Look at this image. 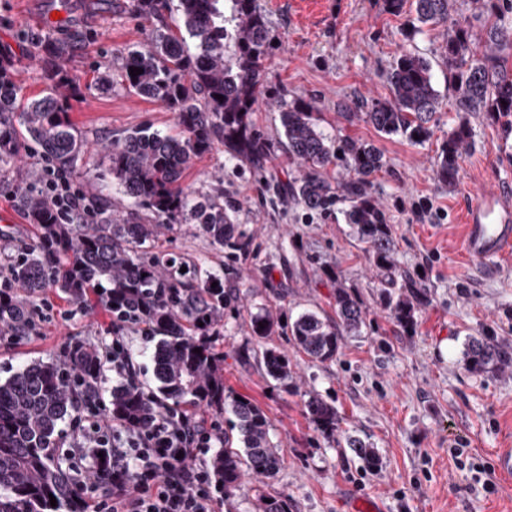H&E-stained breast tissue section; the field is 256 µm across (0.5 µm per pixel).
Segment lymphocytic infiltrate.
Returning <instances> with one entry per match:
<instances>
[{
    "label": "lymphocytic infiltrate",
    "instance_id": "obj_1",
    "mask_svg": "<svg viewBox=\"0 0 512 512\" xmlns=\"http://www.w3.org/2000/svg\"><path fill=\"white\" fill-rule=\"evenodd\" d=\"M75 177L41 165L38 189L51 205L75 215L83 193ZM86 444H111L114 480L109 496L86 499L85 512H216L207 465H193L206 454L212 436L195 416L161 414L145 430L106 433L99 422L82 431Z\"/></svg>",
    "mask_w": 512,
    "mask_h": 512
}]
</instances>
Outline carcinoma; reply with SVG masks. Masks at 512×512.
<instances>
[{"label": "carcinoma", "mask_w": 512, "mask_h": 512, "mask_svg": "<svg viewBox=\"0 0 512 512\" xmlns=\"http://www.w3.org/2000/svg\"><path fill=\"white\" fill-rule=\"evenodd\" d=\"M474 15L484 18L482 33L451 20L455 0H412L420 25H448L442 60L448 68V90L457 112H484L506 119L512 132V67L503 52L512 46V23L504 20L493 0H472ZM131 13L153 21L144 47L122 56L119 67L125 88L161 102L176 112L178 131L162 135L141 126L112 141L109 170L127 195L164 224H196L228 256L247 257L251 238L236 224L232 201L197 197L184 184L195 158L217 144L231 157L261 174L276 143L256 128L252 114L258 104L262 74L271 57L272 38L257 0H128ZM143 73L132 76L130 68ZM0 63V164L35 144L43 159L79 175L77 160L85 141L72 127L67 99L51 94L28 102L18 112L17 88ZM430 61L412 51L401 52L383 77L389 97L357 101L349 121L362 119L385 136L400 134L422 145L434 135L443 99L435 89ZM223 99H217V96ZM279 121L288 157L298 169L282 185L266 182L269 191L289 195L308 212L341 210L356 238L366 245L368 261L387 287L379 304L396 325L410 334L416 313L428 295L414 277L395 268L393 225L373 191V178L386 166L373 143L349 135L324 133L310 101L281 99ZM465 117L448 132L434 158L439 182L452 186L460 177V159L469 145ZM345 171L336 180L325 169ZM38 236L17 247L0 288V327L12 341L35 329V301L48 288H58L83 306L92 288L106 286L100 298L117 324H142L158 339L151 355L156 389L147 392L132 381L112 390L103 417L112 427L144 428L161 404L182 412L206 405L234 417L224 431L223 446L209 459L213 484L230 499L247 464L255 474L272 478L280 465L268 417L259 405L241 396L224 399V355L216 349V318L235 302L216 276L201 279L196 268L175 258L143 250L158 235L159 225L138 214L122 224L112 220L107 195L85 199L90 223L70 224L64 213L21 191ZM217 286H212V283ZM336 320L314 312L292 318L283 311L250 315L256 344L277 329H288L293 344L310 359H336L342 341L363 335L367 311L341 279L334 291ZM201 349V353L194 349ZM268 376L281 383L292 379L288 356L273 348L261 352ZM463 362L470 371L500 370L512 365L508 344L494 336L471 337ZM102 376L101 352L90 341L75 338L62 361L38 360L0 380V512H84V490L76 477L74 457L59 453L60 426L78 417L79 394L96 398ZM316 429L336 435V406L318 396L305 403ZM346 446L358 449L363 462L375 468L374 446L353 436ZM101 487L112 485V447L81 449ZM54 496L57 506L50 504Z\"/></svg>", "instance_id": "1"}]
</instances>
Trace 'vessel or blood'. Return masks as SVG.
Masks as SVG:
<instances>
[{"instance_id":"b4317fda","label":"vessel or blood","mask_w":512,"mask_h":512,"mask_svg":"<svg viewBox=\"0 0 512 512\" xmlns=\"http://www.w3.org/2000/svg\"><path fill=\"white\" fill-rule=\"evenodd\" d=\"M461 249L482 263L512 253V195L487 183L466 199Z\"/></svg>"}]
</instances>
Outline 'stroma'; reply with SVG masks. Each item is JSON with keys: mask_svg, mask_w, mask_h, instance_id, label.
<instances>
[{"mask_svg": "<svg viewBox=\"0 0 512 512\" xmlns=\"http://www.w3.org/2000/svg\"><path fill=\"white\" fill-rule=\"evenodd\" d=\"M259 3L275 46L255 125L279 140L278 105L285 94L312 101L328 135H351L379 147L387 165L376 176L375 191L395 229L398 265L415 275L430 302L418 311L414 333H403L379 306L382 280L342 214L310 215L289 201L270 204L258 176L223 146L194 160L186 185L199 197L236 201V220L252 236V252L229 260L189 223L162 226L158 243L196 265L200 277L219 276L236 293L238 308L225 310L217 325L224 394L260 405L282 458L275 478L245 475L218 510L259 512L260 498L270 497L286 499L288 512H348L356 500L378 502L382 512H512V477L495 476L496 489L489 493L476 471L493 464L497 449L512 448V368L472 373L462 362L468 337L489 333L512 342V255L491 267L468 261L460 251L458 220L466 189L493 181L512 192V134L485 113H470L471 146L462 156L461 180L453 188L442 185L433 161L458 123L453 106L439 112L433 138L422 145L380 135L361 120L348 122L345 110L358 98L388 96L382 73L403 49L425 56L437 90L447 93L443 27L406 36L405 16L387 12L383 0ZM149 28L128 10L127 0H0V55L13 63L19 100L53 91L54 50L68 45L60 61L78 85L69 116L90 146L79 162V186L88 196L109 194L117 220L130 212L131 201L112 179L107 149L140 126L163 134L177 129L169 107L129 92L120 81H99L101 73H116L121 55L144 46ZM39 160L30 148L0 166V265L10 262L19 243L36 237L19 190L35 182ZM340 278L355 288L371 326L346 339L336 360L311 361L283 330L267 344L287 355L293 373L288 383L270 378L260 356L241 359V350L254 345L249 314L283 308L334 316ZM44 298L54 307H39L25 342L0 340L1 380L31 360L62 359L77 337L111 346L112 317L96 301L83 308L56 288ZM313 394L336 406L340 425L333 437L307 417L305 403ZM349 435L373 444L378 467L366 466L346 448ZM454 448L464 449L462 460L451 457Z\"/></svg>", "mask_w": 512, "mask_h": 512, "instance_id": "obj_1", "label": "stroma"}]
</instances>
